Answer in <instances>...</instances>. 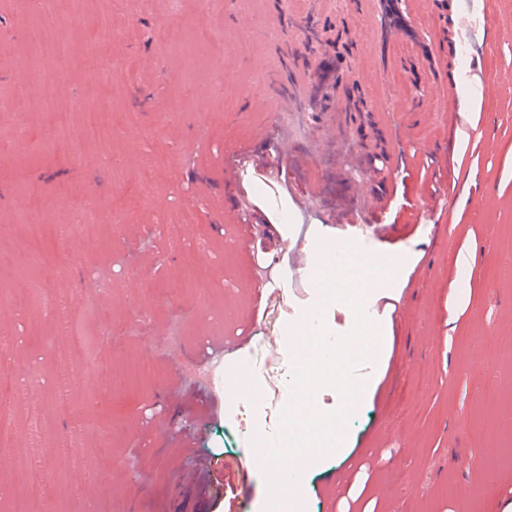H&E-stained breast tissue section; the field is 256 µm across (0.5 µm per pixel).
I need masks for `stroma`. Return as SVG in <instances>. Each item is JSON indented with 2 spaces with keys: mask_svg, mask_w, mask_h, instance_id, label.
Returning <instances> with one entry per match:
<instances>
[{
  "mask_svg": "<svg viewBox=\"0 0 512 512\" xmlns=\"http://www.w3.org/2000/svg\"><path fill=\"white\" fill-rule=\"evenodd\" d=\"M415 14L443 75L429 76L402 38L381 55L374 0H87L76 23L69 0H0V95L24 116L20 129L0 117V415L12 428L0 512H228L214 453L244 471L246 512H261L267 488L249 436L223 388L185 368L262 352L284 306L312 290L292 282L287 298H258L253 286L343 203L356 216L329 222L337 241L401 249L408 262L371 297L387 349L355 371L370 393L347 422V461L331 454L305 470L310 512L512 503V0H418ZM459 15L488 17L483 56L450 47ZM45 18L66 41L61 58L37 57L29 42ZM213 40L224 43L215 60ZM463 65L487 96L458 134L446 120L465 93L454 79ZM41 70L56 76L49 109ZM273 72L320 111L283 121ZM352 85L367 111H346ZM86 112L111 133L109 162L92 139L55 137ZM271 149L320 160L288 167L285 190L244 160ZM442 153L446 205L421 228L403 226L416 192L407 170ZM374 156L384 172L370 169ZM376 197L382 208L365 209ZM87 208L97 213L89 230L72 222ZM287 220L291 238L244 243L257 222ZM35 224L52 230L33 235ZM376 224L397 225L399 244L377 241ZM104 276L114 283L105 295ZM228 333L245 337L236 351L201 354ZM131 355L152 371L135 385L119 378ZM490 445L499 454L481 466Z\"/></svg>",
  "mask_w": 512,
  "mask_h": 512,
  "instance_id": "35a3bbf8",
  "label": "stroma"
}]
</instances>
